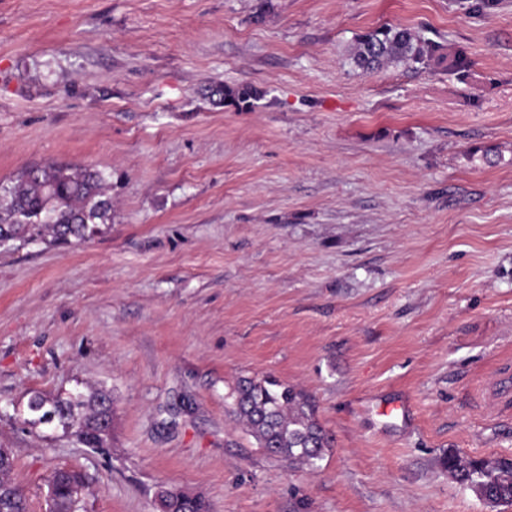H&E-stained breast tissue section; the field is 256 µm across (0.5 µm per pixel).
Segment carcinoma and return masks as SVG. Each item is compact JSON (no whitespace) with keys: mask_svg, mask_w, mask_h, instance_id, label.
<instances>
[{"mask_svg":"<svg viewBox=\"0 0 512 512\" xmlns=\"http://www.w3.org/2000/svg\"><path fill=\"white\" fill-rule=\"evenodd\" d=\"M355 62L364 70L383 64L408 62L446 65L464 74L471 62L466 52H449L408 29L383 25L358 39ZM224 102L239 108L258 98L250 87L219 86ZM112 220V197L102 171L47 163L22 173L0 197V240L55 244L84 242ZM42 409L29 411L26 422L63 433H74L87 448H103L112 433V394L89 385L57 395L32 393ZM230 413L244 424L258 447L275 457L314 468L332 448V438L316 417L311 398L302 390L283 385L268 376L241 378L232 392ZM0 466V512H27V502L13 477V458L4 452ZM448 475L491 506L512 505V458L474 460L450 452L443 460ZM83 488L80 474L56 471L49 481V512H74ZM163 512H209L200 496L164 491Z\"/></svg>","mask_w":512,"mask_h":512,"instance_id":"obj_1","label":"carcinoma"}]
</instances>
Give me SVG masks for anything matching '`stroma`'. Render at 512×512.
<instances>
[{
    "label": "stroma",
    "mask_w": 512,
    "mask_h": 512,
    "mask_svg": "<svg viewBox=\"0 0 512 512\" xmlns=\"http://www.w3.org/2000/svg\"><path fill=\"white\" fill-rule=\"evenodd\" d=\"M0 0V186L93 167L112 221L0 246V448L29 512H492L442 462L512 456V0ZM399 25L468 74L366 73ZM249 85L238 109L216 86ZM298 386L316 469L227 413ZM110 390L109 450L26 424L31 392ZM83 488V480L79 473L69 470L56 471L49 481L48 496L49 512H74L77 499ZM160 506L165 512H209V505L200 496H191L165 490L160 499ZM159 511L162 512L159 508Z\"/></svg>",
    "instance_id": "obj_1"
}]
</instances>
